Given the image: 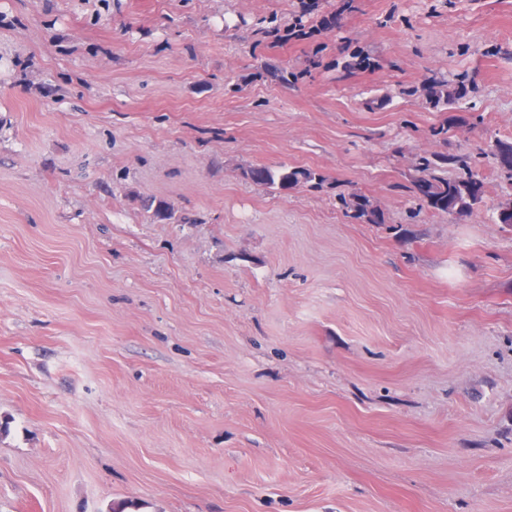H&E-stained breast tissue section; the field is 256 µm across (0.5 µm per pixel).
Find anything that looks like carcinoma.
<instances>
[{"mask_svg": "<svg viewBox=\"0 0 512 512\" xmlns=\"http://www.w3.org/2000/svg\"><path fill=\"white\" fill-rule=\"evenodd\" d=\"M493 154L498 164L500 175L512 183V142L498 140L493 145ZM445 165L457 166L467 171V177L452 179L437 175ZM419 176L415 188L427 204L450 214H463L471 210L475 199L470 191V184L478 179L472 171V158L469 155L435 154L422 158L418 166ZM244 176L256 185L268 186L279 184L282 187L299 183L321 182L323 178L309 169L253 167L244 171ZM353 209L354 216L368 224L379 223L380 213L365 198L357 196L347 202Z\"/></svg>", "mask_w": 512, "mask_h": 512, "instance_id": "cac0c4a2", "label": "carcinoma"}]
</instances>
